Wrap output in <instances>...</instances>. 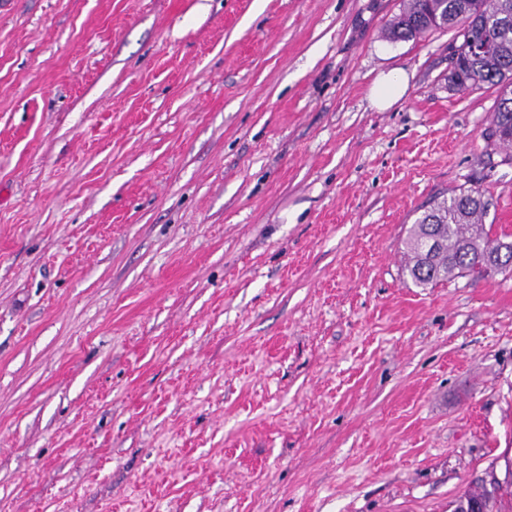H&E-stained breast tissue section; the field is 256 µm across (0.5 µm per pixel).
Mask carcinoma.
Instances as JSON below:
<instances>
[{"label": "carcinoma", "mask_w": 512, "mask_h": 512, "mask_svg": "<svg viewBox=\"0 0 512 512\" xmlns=\"http://www.w3.org/2000/svg\"><path fill=\"white\" fill-rule=\"evenodd\" d=\"M457 29L465 45L449 59V82L460 91L486 86L497 92L488 137L512 147V0H403L388 38L414 39L433 30ZM492 202L479 190L435 201L413 224L406 242L404 272L426 288L456 277L476 280L512 271V233L486 225ZM512 480L467 490L458 500L476 498L484 512H512L503 488Z\"/></svg>", "instance_id": "cac0c4a2"}]
</instances>
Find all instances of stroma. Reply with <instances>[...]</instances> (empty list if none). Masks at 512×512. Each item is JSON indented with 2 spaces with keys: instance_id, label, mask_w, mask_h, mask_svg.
Returning <instances> with one entry per match:
<instances>
[{
  "instance_id": "1",
  "label": "stroma",
  "mask_w": 512,
  "mask_h": 512,
  "mask_svg": "<svg viewBox=\"0 0 512 512\" xmlns=\"http://www.w3.org/2000/svg\"><path fill=\"white\" fill-rule=\"evenodd\" d=\"M402 5L0 0V512H451L503 468L512 272L401 262L451 192L512 225V148ZM408 84V75L401 69L381 72L369 92L371 106L378 111L392 108L405 95Z\"/></svg>"
}]
</instances>
